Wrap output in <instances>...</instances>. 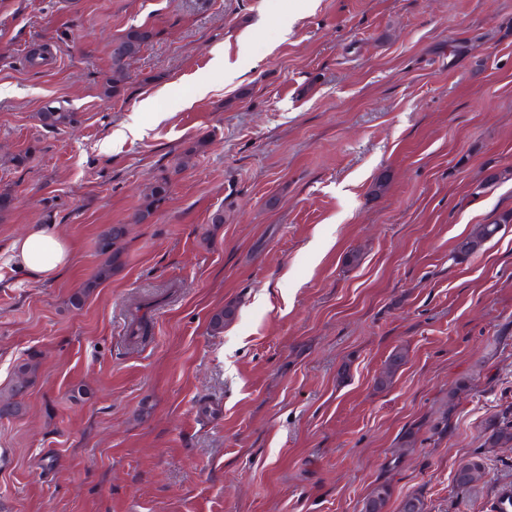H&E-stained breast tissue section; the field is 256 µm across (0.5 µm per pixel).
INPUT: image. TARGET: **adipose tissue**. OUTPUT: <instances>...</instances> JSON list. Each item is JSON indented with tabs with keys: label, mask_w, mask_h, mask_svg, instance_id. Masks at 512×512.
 <instances>
[{
	"label": "adipose tissue",
	"mask_w": 512,
	"mask_h": 512,
	"mask_svg": "<svg viewBox=\"0 0 512 512\" xmlns=\"http://www.w3.org/2000/svg\"><path fill=\"white\" fill-rule=\"evenodd\" d=\"M13 270L39 281L57 279L71 265L73 253L54 225L34 224L4 250Z\"/></svg>",
	"instance_id": "adipose-tissue-1"
}]
</instances>
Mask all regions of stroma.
I'll return each instance as SVG.
<instances>
[{
  "mask_svg": "<svg viewBox=\"0 0 512 512\" xmlns=\"http://www.w3.org/2000/svg\"><path fill=\"white\" fill-rule=\"evenodd\" d=\"M132 26L153 37L103 98ZM217 48L250 52L233 83ZM49 103L79 124L42 127ZM1 188L0 247L52 224L75 261L0 263V390L40 363L0 419V512H361L381 482L388 512H490L512 486V446L483 445L512 409V224L454 258L512 210V0H0ZM169 183L166 177L158 178L145 195L142 206L138 209L136 218L140 223L150 222L154 217L158 204L163 201L168 193ZM512 223V211H504L496 215L486 224H479L465 238H463L456 246V260H465L471 255L480 252L485 243L493 238L501 229L502 224ZM124 235V226L115 224L105 230L98 239V251L107 255V259L103 265L99 267L93 279L88 282L87 286L69 298V304L75 309H81L85 298L89 292V288H93L98 281L108 278L112 273V265L119 259L117 253L112 250L117 240ZM38 370L39 362L32 355L15 366L11 384L7 390L0 391V419L19 414L21 398L35 385ZM477 470H481L482 473L476 477L475 472ZM484 475V459L479 456H471L459 462L454 473V480L459 487L471 490L478 486Z\"/></svg>",
  "mask_w": 512,
  "mask_h": 512,
  "instance_id": "stroma-1",
  "label": "stroma"
}]
</instances>
